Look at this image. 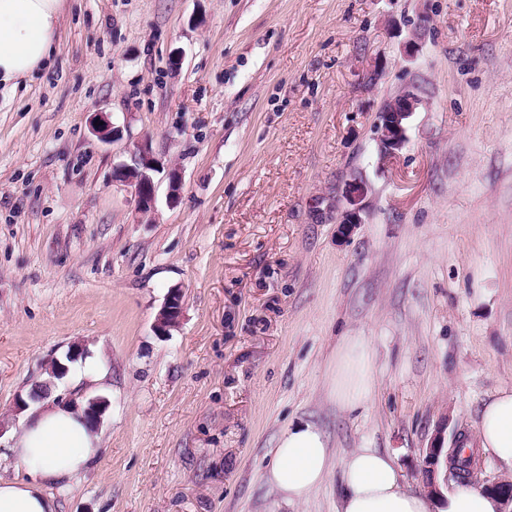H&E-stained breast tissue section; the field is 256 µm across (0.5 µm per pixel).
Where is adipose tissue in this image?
Masks as SVG:
<instances>
[{
    "label": "adipose tissue",
    "instance_id": "adipose-tissue-1",
    "mask_svg": "<svg viewBox=\"0 0 512 512\" xmlns=\"http://www.w3.org/2000/svg\"><path fill=\"white\" fill-rule=\"evenodd\" d=\"M65 0H0V83L31 77L46 64L59 39ZM375 385L373 357L357 339L344 340L336 353L333 390L346 410L363 407ZM512 475V387L484 401L477 428L463 439ZM99 438L81 412L62 405L40 408L23 423L12 446L27 479L0 477V512H57L45 483L72 479L96 455ZM330 471L327 442L312 424L289 429L273 452L269 480L289 500L306 498ZM345 491L340 512H431V499L411 491L388 452L361 448L344 463ZM503 502L464 483L443 498L441 512H502Z\"/></svg>",
    "mask_w": 512,
    "mask_h": 512
}]
</instances>
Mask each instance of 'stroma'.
Returning a JSON list of instances; mask_svg holds the SVG:
<instances>
[{"label": "stroma", "instance_id": "1", "mask_svg": "<svg viewBox=\"0 0 512 512\" xmlns=\"http://www.w3.org/2000/svg\"><path fill=\"white\" fill-rule=\"evenodd\" d=\"M409 86L382 156L378 112ZM144 141L147 213L113 176ZM351 336L376 387L348 413L330 382ZM55 359L54 394L108 403L59 512H339L359 448L419 490L436 427L474 432L512 385V0H67L49 66L0 87L2 477L27 475L14 402ZM305 423L331 471L291 502L267 472ZM421 103L417 90L407 87L382 106L376 128L383 156L396 154L406 144L408 121ZM182 292L179 288H172L167 294L165 302L159 310L155 327L157 331L166 332L180 324L182 317Z\"/></svg>", "mask_w": 512, "mask_h": 512}]
</instances>
